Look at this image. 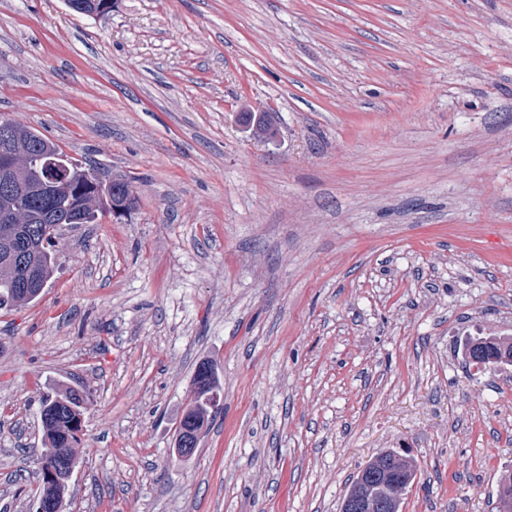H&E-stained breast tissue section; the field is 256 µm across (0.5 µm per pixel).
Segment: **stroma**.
<instances>
[{
    "mask_svg": "<svg viewBox=\"0 0 512 512\" xmlns=\"http://www.w3.org/2000/svg\"><path fill=\"white\" fill-rule=\"evenodd\" d=\"M0 116L138 200L0 310V512L62 385L70 512H339L390 449L402 512H495L512 365L463 348L512 336V0H0ZM202 362L223 410L184 457ZM464 354L469 365L476 366L479 372H495L503 364L500 359L504 355L512 358L511 336H478L466 342ZM476 361H469V358ZM411 460L402 455L396 454L391 460L379 456L375 461L369 463L361 470L362 478H385L390 472V468L409 470Z\"/></svg>",
    "mask_w": 512,
    "mask_h": 512,
    "instance_id": "obj_1",
    "label": "stroma"
}]
</instances>
